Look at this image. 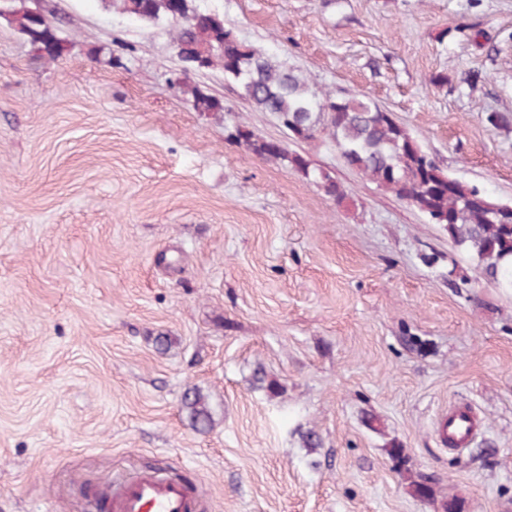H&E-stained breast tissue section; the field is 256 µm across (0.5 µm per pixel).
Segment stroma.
Returning <instances> with one entry per match:
<instances>
[{
  "instance_id": "stroma-1",
  "label": "stroma",
  "mask_w": 512,
  "mask_h": 512,
  "mask_svg": "<svg viewBox=\"0 0 512 512\" xmlns=\"http://www.w3.org/2000/svg\"><path fill=\"white\" fill-rule=\"evenodd\" d=\"M18 6L57 27L56 61L9 23ZM201 6L512 202V124L486 120L512 116V0ZM173 34L102 0H0V512H85L87 487L155 467L189 472L204 512H512V295L222 69L193 74L224 102L197 111L169 85ZM460 401L484 426L451 451L439 422ZM417 474L437 498L410 494ZM246 127L239 125L235 130V138L238 141H242L246 147L261 158H275L285 159L288 164L296 170L303 173L305 176H314L319 179L321 187L323 188L326 195L336 200L337 204H341L346 199V194L341 186L333 180L330 176L315 174L310 170L308 161L300 155H286L284 149L280 144L274 141L255 137V135L245 130ZM185 407L189 412L190 418L194 426L204 431L212 426L211 415L203 402L201 394L197 391H193L188 394L185 398Z\"/></svg>"
}]
</instances>
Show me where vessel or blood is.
Wrapping results in <instances>:
<instances>
[{
    "label": "vessel or blood",
    "instance_id": "b4317fda",
    "mask_svg": "<svg viewBox=\"0 0 512 512\" xmlns=\"http://www.w3.org/2000/svg\"><path fill=\"white\" fill-rule=\"evenodd\" d=\"M481 429L472 404L449 406L439 435L443 444L459 449L471 445ZM92 506L102 512H200L196 490L173 472L145 470L127 480L113 483L107 495L92 494Z\"/></svg>",
    "mask_w": 512,
    "mask_h": 512
}]
</instances>
